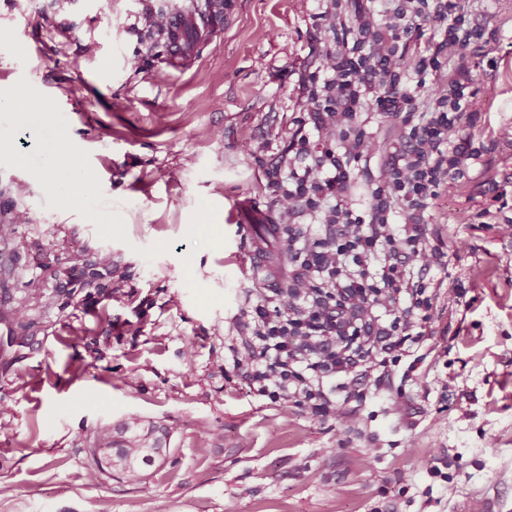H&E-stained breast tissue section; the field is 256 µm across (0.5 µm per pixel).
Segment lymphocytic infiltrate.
Returning <instances> with one entry per match:
<instances>
[{
	"label": "lymphocytic infiltrate",
	"mask_w": 512,
	"mask_h": 512,
	"mask_svg": "<svg viewBox=\"0 0 512 512\" xmlns=\"http://www.w3.org/2000/svg\"><path fill=\"white\" fill-rule=\"evenodd\" d=\"M462 11L461 0H351L344 16L323 0L317 18L333 42L298 99L313 129H296L268 182L288 284L257 293L239 329L244 351L234 364L255 395L350 428L325 381L352 399L368 371L404 361L413 377L411 356L433 337L437 298L423 275L445 256L425 213L449 176L479 159L463 130L482 104L455 79L424 103L408 85L440 79L469 45ZM375 116L392 126L393 145L359 209L351 189L372 155L365 127Z\"/></svg>",
	"instance_id": "f902f5d3"
}]
</instances>
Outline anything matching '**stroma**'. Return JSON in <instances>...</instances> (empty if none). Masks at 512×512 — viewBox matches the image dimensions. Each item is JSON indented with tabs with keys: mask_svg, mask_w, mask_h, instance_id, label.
Segmentation results:
<instances>
[{
	"mask_svg": "<svg viewBox=\"0 0 512 512\" xmlns=\"http://www.w3.org/2000/svg\"><path fill=\"white\" fill-rule=\"evenodd\" d=\"M232 2L177 70L155 20L197 0H0V93L32 102L0 111V512H512V0L464 5L495 37L451 64L483 101L465 129L483 156L428 212L448 267L430 272L426 387L367 375L353 434L233 367L266 285L251 253L287 265L267 171L333 35L319 0ZM60 145L74 168L40 179ZM82 173L80 203L65 189ZM133 417L162 429L160 458L136 481L93 475L98 427Z\"/></svg>",
	"mask_w": 512,
	"mask_h": 512,
	"instance_id": "35a3bbf8",
	"label": "stroma"
}]
</instances>
